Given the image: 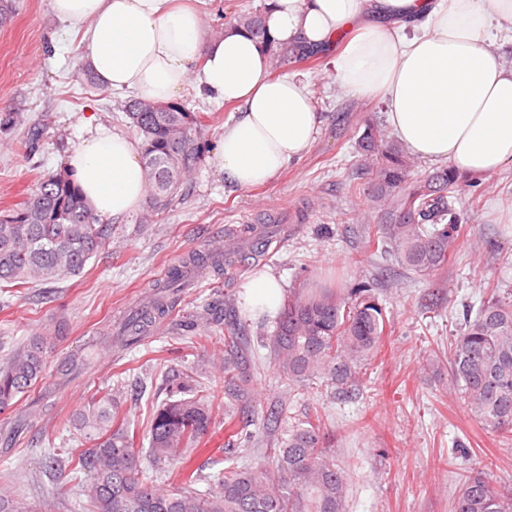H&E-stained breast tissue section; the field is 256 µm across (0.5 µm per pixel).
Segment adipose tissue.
I'll return each instance as SVG.
<instances>
[{
    "instance_id": "obj_1",
    "label": "adipose tissue",
    "mask_w": 512,
    "mask_h": 512,
    "mask_svg": "<svg viewBox=\"0 0 512 512\" xmlns=\"http://www.w3.org/2000/svg\"><path fill=\"white\" fill-rule=\"evenodd\" d=\"M50 5L81 32L103 87L167 102L196 78L238 104L214 159L227 185L269 183L314 143L321 116L301 75L272 77L266 50L240 30L206 38L184 0ZM264 21L279 46L337 48V82L355 97L382 95L414 156L460 173L512 167V67L487 47L494 24L512 23V0H268ZM140 155L137 141L100 127L70 153L67 174L97 216L117 223L145 195ZM243 299L273 314L284 295L263 275L244 285Z\"/></svg>"
}]
</instances>
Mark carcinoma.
Listing matches in <instances>:
<instances>
[{
  "instance_id": "1",
  "label": "carcinoma",
  "mask_w": 512,
  "mask_h": 512,
  "mask_svg": "<svg viewBox=\"0 0 512 512\" xmlns=\"http://www.w3.org/2000/svg\"><path fill=\"white\" fill-rule=\"evenodd\" d=\"M225 25L241 28L272 51V68L314 63L323 51L279 49L266 34L261 11L233 14ZM141 139L147 215L166 210L191 177L201 153L200 131L206 115L180 102L156 103L130 98L121 105ZM376 167L372 201L386 204L400 192V217L369 232L376 250L393 254L398 265L431 278L445 265L462 232L456 209L457 175L445 168L408 180L410 163L382 130L368 126L358 141ZM112 241V225L101 224L81 191L65 174L49 175L17 207L0 214V291L30 288L82 273ZM238 260L221 247L193 252L147 305L137 310L110 344L122 350L142 341L175 303L178 282L189 267L207 265L217 274ZM370 284L347 292L299 295L288 300L269 338L270 356L279 374L300 388L317 380L333 397H351L365 362L379 353L386 331L383 308ZM54 337L36 335L0 362V412L18 405L41 381ZM244 338L234 324L224 325V420L233 433L224 448L227 466L211 479L208 492L191 484L165 489L145 477L144 459L187 470L191 454L211 428L207 396L183 397L184 384H171L170 398L153 413L148 448L135 447L134 434L119 421L112 389L97 391L76 415L74 425L91 448L79 453L78 468L89 472L83 495L91 512H346L345 472L324 447L320 422L307 419L286 430L271 449L270 460L241 468L234 460L243 446L264 430L265 419L243 411L248 397L242 377ZM448 386L460 391L478 422L512 436V298L494 292L467 314L450 342ZM452 512H512V490H504L483 472L466 476Z\"/></svg>"
}]
</instances>
